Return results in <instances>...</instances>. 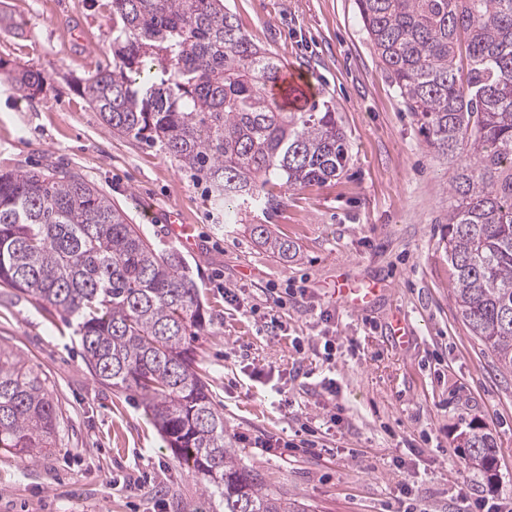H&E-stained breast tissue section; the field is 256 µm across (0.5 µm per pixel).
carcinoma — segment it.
I'll list each match as a JSON object with an SVG mask.
<instances>
[{"label": "carcinoma", "mask_w": 512, "mask_h": 512, "mask_svg": "<svg viewBox=\"0 0 512 512\" xmlns=\"http://www.w3.org/2000/svg\"><path fill=\"white\" fill-rule=\"evenodd\" d=\"M119 65L81 95L114 134L161 142L205 180L227 214L288 187L336 177L348 158L331 113L280 108V64L224 0H111ZM363 27L428 143L460 159L448 206L452 294L471 332L512 373V0H357ZM33 99L44 77L0 59ZM251 232L279 259L296 248L268 225ZM0 282L75 321L87 367L146 404L178 463L222 512H299L262 491L224 444V415L193 364L205 323L199 287L112 199L63 170L0 173ZM59 412L39 372L0 346V450L50 448ZM461 457L497 476L492 434L469 426Z\"/></svg>", "instance_id": "carcinoma-1"}]
</instances>
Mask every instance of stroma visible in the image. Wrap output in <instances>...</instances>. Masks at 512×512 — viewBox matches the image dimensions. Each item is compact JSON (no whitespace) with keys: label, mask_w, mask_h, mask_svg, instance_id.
<instances>
[{"label":"stroma","mask_w":512,"mask_h":512,"mask_svg":"<svg viewBox=\"0 0 512 512\" xmlns=\"http://www.w3.org/2000/svg\"><path fill=\"white\" fill-rule=\"evenodd\" d=\"M225 3L255 44L302 70L312 99L328 103L348 146L337 177L269 185L275 209L259 204L228 223L205 181L162 143L110 133L77 85L115 63L111 0H0V58L46 79L31 100L0 73V172H77L160 249L180 250L169 214L194 225L197 249L181 252L206 310L191 339L195 366L224 415L228 448L263 489L308 512H404L411 497L424 512H465L469 495L512 502V374L499 371L451 292L456 163L427 145L356 0ZM255 224L296 255L283 261L256 243ZM339 284L382 294L357 312L333 301ZM228 289L239 306L225 303ZM75 329L0 283V344L42 373L60 411L53 448L0 452V512H203L202 481L178 464L139 397L90 375ZM326 377L337 398L322 390ZM471 423L496 439L493 483L455 449ZM306 425L324 451L286 447ZM255 436L273 448L251 447Z\"/></svg>","instance_id":"stroma-1"}]
</instances>
